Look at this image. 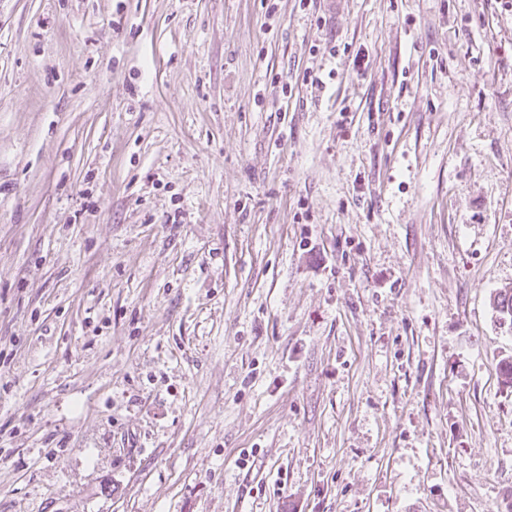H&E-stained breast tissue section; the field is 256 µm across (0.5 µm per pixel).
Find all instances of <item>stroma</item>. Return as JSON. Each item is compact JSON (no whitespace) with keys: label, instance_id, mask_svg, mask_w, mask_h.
Returning a JSON list of instances; mask_svg holds the SVG:
<instances>
[{"label":"stroma","instance_id":"35a3bbf8","mask_svg":"<svg viewBox=\"0 0 512 512\" xmlns=\"http://www.w3.org/2000/svg\"><path fill=\"white\" fill-rule=\"evenodd\" d=\"M512 0H0V512H512Z\"/></svg>","mask_w":512,"mask_h":512}]
</instances>
